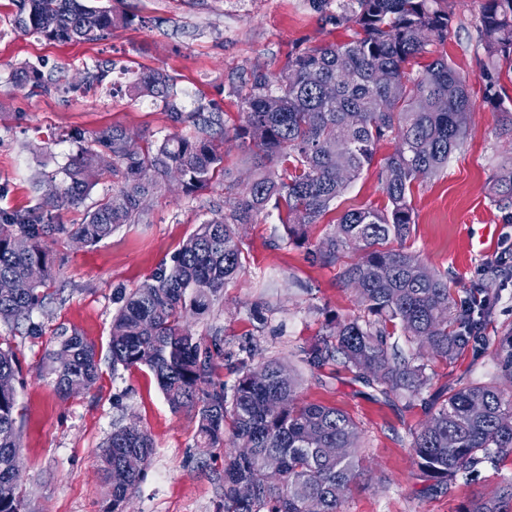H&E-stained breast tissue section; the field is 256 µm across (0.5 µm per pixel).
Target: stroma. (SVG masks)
I'll return each mask as SVG.
<instances>
[{"label":"stroma","instance_id":"35a3bbf8","mask_svg":"<svg viewBox=\"0 0 512 512\" xmlns=\"http://www.w3.org/2000/svg\"><path fill=\"white\" fill-rule=\"evenodd\" d=\"M126 15L106 40L58 43L17 29L11 5H0V209L36 210L50 224H79L94 204L118 186L100 178L84 202L55 207L52 187L68 172L85 138L118 127L139 144L157 143L191 127L173 123L162 102L132 89L136 74L169 75L183 111L218 105L228 135L219 141L224 170L205 188L188 192L162 188L149 202L145 221L126 224L93 246L47 239L53 282L61 298L35 310L38 335L25 326L0 322L16 355L21 426L20 478L30 512H110L112 495L98 472V453L112 430L137 422L155 448L123 512H220L221 490L213 470L224 467L216 452L211 471L197 464V420L167 404L144 367H113L109 356L112 317L124 294L170 264L183 241L232 201L252 171L253 154L233 133L243 121L240 100L253 74L278 75L297 53L347 41V26L326 22L311 0H98ZM452 17L439 50L466 79L475 110L466 139L448 167L415 189L414 224L408 243L432 269L446 275L457 300H466L489 260L512 242V213L492 205L488 193L496 170L512 162V136L503 134L498 114L485 101V61L478 25L483 0H441ZM110 73L103 82L95 76ZM37 70L59 80L43 92L16 79ZM385 202L378 167L365 170L309 231L307 244L289 238L274 207L241 231L244 269L214 298L207 313L189 318L193 333H220L224 353L213 360L214 381L233 388L236 362L255 346L254 362L278 358L299 374L302 396L348 413L362 431L363 471L345 494L343 512H461L468 500L489 498L512 477V453L496 454L480 467L476 481L457 477L437 490L418 469L411 447L414 432L430 418L450 386L501 382L491 349L469 351L453 362L430 361L429 383L413 399L381 395L341 361L304 362L302 351L325 339L336 322L362 315L352 288L339 278L341 263L312 258L317 243L351 209ZM484 336L512 331V278L494 288ZM79 332L97 346L101 375L89 390L59 396L44 364L61 333Z\"/></svg>","mask_w":512,"mask_h":512}]
</instances>
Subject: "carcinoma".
I'll return each instance as SVG.
<instances>
[{
	"label": "carcinoma",
	"mask_w": 512,
	"mask_h": 512,
	"mask_svg": "<svg viewBox=\"0 0 512 512\" xmlns=\"http://www.w3.org/2000/svg\"><path fill=\"white\" fill-rule=\"evenodd\" d=\"M9 2L16 28L61 43L102 41L126 22L91 0ZM450 21L439 0H346L335 22L355 26L348 41L295 56L275 79L254 74L241 98L244 125L237 136L262 151L260 172L224 212H215L183 242L171 265L124 296L112 319V367L149 369L173 411L194 413L200 467H207L215 449L232 447L217 477L224 512H341L336 488L350 487L360 472L358 425L335 407L300 398L298 375L283 369L284 361L260 363L265 374L256 378L240 359V376L229 393L210 380L213 357L224 354L223 339L196 336L184 324L186 314L209 310L241 272L240 229L268 205L284 209L289 237L306 239L307 228L374 163L381 142L396 140L381 167L385 204L345 212L314 250L324 262H337L346 251L355 255L340 279L355 288L367 315L336 323V343L312 344L304 350L306 359L319 365L339 357L379 393L413 398L429 382L424 354L400 350L392 341L396 327L449 362L488 342L482 336L487 306L473 295L457 302L448 279L406 247L414 223L413 189L448 167L475 111L447 56H437L415 77L408 72L427 46L447 39ZM478 31L487 57L481 74L486 102L501 112L509 132L512 109L501 106L496 86L503 63L512 71V0H484ZM328 86L335 88L332 98L326 96ZM134 87L164 102L172 120L191 124L195 135H174L143 148L123 129L96 133L73 160L69 182L50 192L55 206H74L98 177L121 174V185L82 224H44L30 211L0 210V282L24 279L33 266L42 271L24 293L0 292V321L25 323L30 334L38 333L32 313L52 282L46 238L63 234L95 245L119 226L143 219L150 196L171 174H179L184 189L192 191L208 183L223 162L211 140L216 127L226 133L218 107L179 110L171 79L161 71L138 74ZM278 161L286 165L282 175L269 170ZM491 202L501 209L512 205V166L493 176ZM390 241L398 248L385 247ZM511 272L503 261L487 266L489 277L474 291L491 288ZM493 345L508 387L459 384L434 406V428L413 437L419 470L441 485L475 474L493 448L512 452V333ZM100 362L96 345L75 331L45 354L54 389L64 397L93 386ZM17 374L15 355L0 347V512H24L15 464L21 448ZM153 448L152 437L135 422L108 437L99 454L103 479L110 481L118 470L125 474L123 483L112 486V512H120L136 489ZM324 448L336 449V456L323 454ZM244 484L255 490L250 499L240 497ZM510 504L512 478L498 496L471 501L462 512H512Z\"/></svg>",
	"instance_id": "cac0c4a2"
}]
</instances>
